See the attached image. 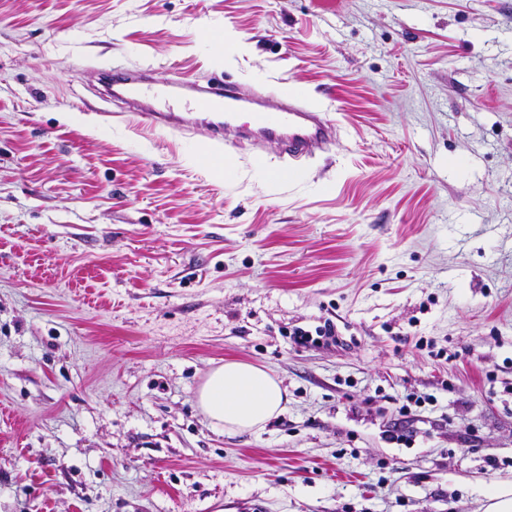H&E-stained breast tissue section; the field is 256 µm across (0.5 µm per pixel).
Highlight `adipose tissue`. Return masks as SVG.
I'll use <instances>...</instances> for the list:
<instances>
[{"label":"adipose tissue","mask_w":512,"mask_h":512,"mask_svg":"<svg viewBox=\"0 0 512 512\" xmlns=\"http://www.w3.org/2000/svg\"><path fill=\"white\" fill-rule=\"evenodd\" d=\"M287 402L286 390L268 369L243 361L214 368L197 396L201 412L228 433L264 429Z\"/></svg>","instance_id":"adipose-tissue-1"}]
</instances>
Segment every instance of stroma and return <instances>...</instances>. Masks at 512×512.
Masks as SVG:
<instances>
[{"mask_svg":"<svg viewBox=\"0 0 512 512\" xmlns=\"http://www.w3.org/2000/svg\"><path fill=\"white\" fill-rule=\"evenodd\" d=\"M115 67L293 91L336 140L282 177L228 128L216 162L205 126L110 121ZM229 360L288 392L260 432L198 408ZM504 481L512 0H0V512H480ZM315 334L317 337L314 338L310 331L304 330L301 327H295L289 333V336L295 345L304 347L318 345L328 339L336 341V328L330 322H325L323 326H318L315 329Z\"/></svg>","mask_w":512,"mask_h":512,"instance_id":"35a3bbf8","label":"stroma"}]
</instances>
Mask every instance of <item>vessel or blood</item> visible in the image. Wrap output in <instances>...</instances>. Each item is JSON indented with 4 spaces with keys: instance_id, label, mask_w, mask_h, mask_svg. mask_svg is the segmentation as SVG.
<instances>
[{
    "instance_id": "vessel-or-blood-1",
    "label": "vessel or blood",
    "mask_w": 512,
    "mask_h": 512,
    "mask_svg": "<svg viewBox=\"0 0 512 512\" xmlns=\"http://www.w3.org/2000/svg\"><path fill=\"white\" fill-rule=\"evenodd\" d=\"M113 83L121 87L122 99L133 106L132 111L118 113V120L143 133L202 122L209 129L213 150L218 153L224 150V130L228 127L236 128L241 139L251 143L279 145L282 155L293 161L313 156L336 137L333 121L294 95L269 93L247 109L235 88H222L211 82L207 87L194 89L189 111L180 113L169 108L170 102L178 97V90L164 82L153 83L150 73L122 70Z\"/></svg>"
}]
</instances>
